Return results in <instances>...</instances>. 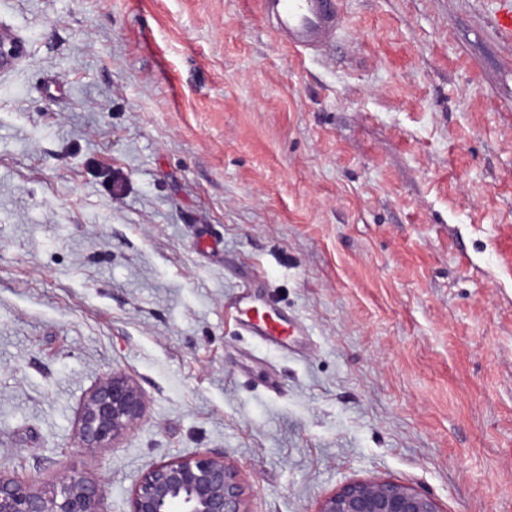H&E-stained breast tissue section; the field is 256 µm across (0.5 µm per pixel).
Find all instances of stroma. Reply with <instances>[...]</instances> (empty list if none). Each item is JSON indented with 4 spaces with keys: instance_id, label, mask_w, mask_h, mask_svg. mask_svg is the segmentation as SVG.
Wrapping results in <instances>:
<instances>
[{
    "instance_id": "obj_1",
    "label": "stroma",
    "mask_w": 512,
    "mask_h": 512,
    "mask_svg": "<svg viewBox=\"0 0 512 512\" xmlns=\"http://www.w3.org/2000/svg\"><path fill=\"white\" fill-rule=\"evenodd\" d=\"M327 55L256 0H0V462L128 512L197 453L249 512L400 481L512 512V41L498 0H340ZM251 288L297 329L246 331ZM146 397L78 446L87 391ZM145 398L139 386L121 373L101 379L85 396L77 417L80 448L114 447L143 415Z\"/></svg>"
}]
</instances>
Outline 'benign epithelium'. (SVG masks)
I'll use <instances>...</instances> for the list:
<instances>
[{"label":"benign epithelium","mask_w":512,"mask_h":512,"mask_svg":"<svg viewBox=\"0 0 512 512\" xmlns=\"http://www.w3.org/2000/svg\"><path fill=\"white\" fill-rule=\"evenodd\" d=\"M19 42L0 31V69L20 56ZM145 398L129 377L114 373L85 396L77 417L80 447L111 448L143 415ZM98 483L72 471L45 485L20 482L0 465V512H101ZM129 512H248L238 469L206 453L176 458L147 469L136 481ZM317 512H443L438 502L392 479L350 482Z\"/></svg>","instance_id":"7a95c632"}]
</instances>
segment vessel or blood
Wrapping results in <instances>:
<instances>
[{
    "label": "vessel or blood",
    "instance_id": "obj_1",
    "mask_svg": "<svg viewBox=\"0 0 512 512\" xmlns=\"http://www.w3.org/2000/svg\"><path fill=\"white\" fill-rule=\"evenodd\" d=\"M259 5L279 42L300 53H327L341 29L338 0H259ZM237 304L248 314L247 325L256 335L271 340L287 335V318L254 312L244 294L238 297Z\"/></svg>",
    "mask_w": 512,
    "mask_h": 512
}]
</instances>
